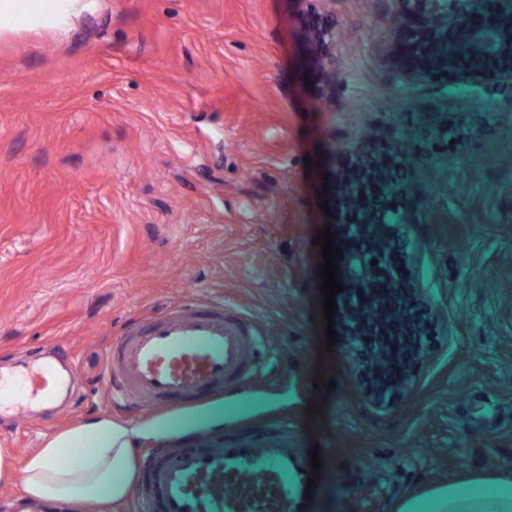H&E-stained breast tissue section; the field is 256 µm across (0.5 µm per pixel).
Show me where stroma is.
Instances as JSON below:
<instances>
[{"mask_svg": "<svg viewBox=\"0 0 512 512\" xmlns=\"http://www.w3.org/2000/svg\"><path fill=\"white\" fill-rule=\"evenodd\" d=\"M0 30V368L56 344L71 397L0 418L15 457L101 418L153 429L134 457L257 432L319 446L326 512H393L512 464V99L401 86L387 0H336L338 79L317 96L292 0H82ZM444 128L418 136L428 123ZM414 133L413 273L447 317L414 394L374 411L325 338L318 207L341 142ZM231 304L260 336L252 381L139 412L105 390L133 319ZM333 389L314 387L317 374ZM316 414H309L310 404Z\"/></svg>", "mask_w": 512, "mask_h": 512, "instance_id": "1", "label": "stroma"}]
</instances>
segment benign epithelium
<instances>
[{"label":"benign epithelium","mask_w":512,"mask_h":512,"mask_svg":"<svg viewBox=\"0 0 512 512\" xmlns=\"http://www.w3.org/2000/svg\"><path fill=\"white\" fill-rule=\"evenodd\" d=\"M308 55L316 66L318 94L336 80L335 49L340 22L335 0H294ZM390 24L378 38L384 52L397 54L405 35L406 55L393 73L406 87L437 84L512 94V0H389ZM340 167L357 173L336 176L341 189L337 222L342 237L337 325L358 386L377 412L391 411L416 390L419 369L429 361V337L447 325L428 289L413 277L400 281L397 265L412 267L417 252L410 237L420 209L400 201L418 198L409 142L386 151L388 178L372 175L380 154L364 145L340 147ZM388 277L380 279L378 268Z\"/></svg>","instance_id":"7a95c632"}]
</instances>
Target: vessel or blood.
I'll use <instances>...</instances> for the list:
<instances>
[{
  "label": "vessel or blood",
  "instance_id": "b4317fda",
  "mask_svg": "<svg viewBox=\"0 0 512 512\" xmlns=\"http://www.w3.org/2000/svg\"><path fill=\"white\" fill-rule=\"evenodd\" d=\"M258 338L237 308L191 305L132 323L107 356L114 399L138 408L195 404L247 385ZM76 381L51 362L0 371V416H21ZM133 494L141 512H319L306 498L309 453L256 434L216 447L156 448L142 461Z\"/></svg>",
  "mask_w": 512,
  "mask_h": 512
}]
</instances>
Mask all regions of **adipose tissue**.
I'll list each match as a JSON object with an SVG mask.
<instances>
[{"label":"adipose tissue","mask_w":512,"mask_h":512,"mask_svg":"<svg viewBox=\"0 0 512 512\" xmlns=\"http://www.w3.org/2000/svg\"><path fill=\"white\" fill-rule=\"evenodd\" d=\"M142 429L102 419L48 440L26 453L20 469L25 495L82 512L124 501L135 474L131 444ZM396 512H512V469L472 473L401 501Z\"/></svg>","instance_id":"obj_1"}]
</instances>
